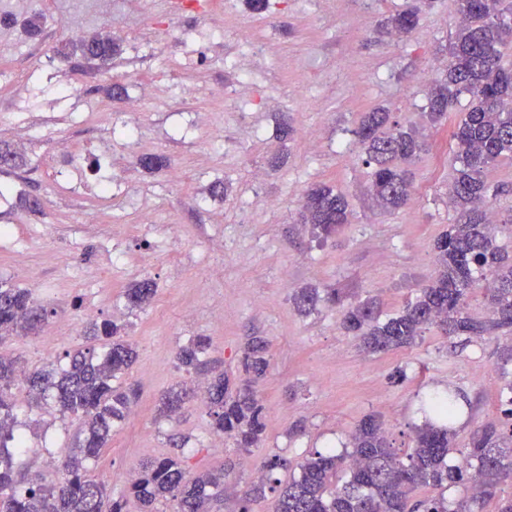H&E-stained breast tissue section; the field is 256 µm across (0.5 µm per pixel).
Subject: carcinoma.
<instances>
[{
    "label": "carcinoma",
    "instance_id": "cac0c4a2",
    "mask_svg": "<svg viewBox=\"0 0 512 512\" xmlns=\"http://www.w3.org/2000/svg\"><path fill=\"white\" fill-rule=\"evenodd\" d=\"M458 24L448 46L444 77L430 90L420 118L432 124L448 119L449 108L468 96L464 118L451 131L456 177L448 199L457 209L455 223L434 241L435 276L415 300L380 318L370 301L351 303L341 312L340 326L356 336L365 350L386 353L416 345L430 327L448 337L481 339L512 329V256L497 243L498 228L512 234V214L496 219L489 197L488 170L500 157L512 153V69L501 66V47L512 43V0H455ZM434 0H415L398 9L382 24L390 34L405 37L418 26L420 13ZM86 62L99 66L116 52L110 38L79 37L72 44ZM362 162L372 168V191L383 211L408 204L412 183L408 170L397 162H411L430 151L419 122L400 123L391 112L375 107L360 117L354 130ZM345 195L327 185L305 190L300 223L312 226L315 237L326 240L348 223ZM482 290L488 319L478 321L466 311ZM156 294L150 279L124 292L132 308L148 307ZM291 301L300 314L316 309L321 295L302 288ZM47 310L31 291L0 285V344L11 336H26L45 320ZM88 344L66 355L63 364L49 362L30 371L29 391L51 402L60 419L82 418L78 453L66 458L53 479L25 478L15 466V455L27 449L19 438L16 405L9 392L15 385L17 359L0 354V512H123V498L109 499L107 487L89 473L128 415L129 397L122 378L136 358L120 328L109 322L86 327ZM209 339L196 337L177 352L178 364L197 370L206 364ZM270 365L267 343L255 338L244 350L245 378L234 382L219 373L205 387V403L214 432L234 439L248 452L258 447L266 432V415L253 391ZM193 394L184 386L162 399V413L175 414ZM463 395L448 390L421 404L424 421L415 427L413 446L390 445L384 424L373 416L354 428L351 450H313L297 464L298 474L283 483L274 471L283 466L277 456L259 464L262 477L243 498L241 512H250L252 498L275 494V512H482L499 484L512 480V381L505 393L504 427L483 424L474 429L470 448L456 464L448 463L454 423ZM464 484L471 495L450 503L443 490ZM435 494L411 505L418 488ZM224 489V471L192 474L178 456L142 463L128 490L140 502L141 512H209V501Z\"/></svg>",
    "mask_w": 512,
    "mask_h": 512
}]
</instances>
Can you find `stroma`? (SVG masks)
<instances>
[{
  "instance_id": "35a3bbf8",
  "label": "stroma",
  "mask_w": 512,
  "mask_h": 512,
  "mask_svg": "<svg viewBox=\"0 0 512 512\" xmlns=\"http://www.w3.org/2000/svg\"><path fill=\"white\" fill-rule=\"evenodd\" d=\"M173 1L0 0V19L40 25L29 36L0 33V140L23 158L0 200V283L30 289L49 311L37 334L0 351L34 369L84 346L88 321L124 326L137 350L123 380L134 402L91 467L115 494L144 461L170 455L175 434L186 440L191 472H227L212 512H239L250 463L279 456L286 465L275 476L288 481L304 455L342 449L369 415L394 447L411 446L421 398L450 387L468 399L448 457L457 462L477 426L503 420L512 374L498 355L512 332L463 343L432 328L412 348L368 353L341 330V305L301 315L291 302L313 286L336 290L341 304L373 299L386 315L433 277L434 241L454 217L450 131L466 99L447 123L424 127L432 149L411 165L412 199L395 212L375 206L352 131L373 106L416 118L448 63L455 0L422 13L401 41L375 29L409 0H269L262 13L242 0H209L203 15L192 0H177V10ZM100 33L117 45L106 67L75 52L55 57ZM141 153L166 156L168 169L142 170ZM175 168L181 181L171 178ZM217 181L221 199L207 194ZM320 183L345 193L350 210L324 242L299 221L304 191ZM90 211L97 223H87ZM30 268L38 281L28 280ZM144 278L157 286L152 304L128 308L125 289ZM198 336L210 340L211 366L236 374L253 338L269 344L270 367L255 386L267 429L250 452L228 438L214 446L201 398L173 418L159 414L163 394L198 382L176 361ZM12 393L30 446L20 468L31 477L55 471L76 421L29 406L24 386Z\"/></svg>"
}]
</instances>
